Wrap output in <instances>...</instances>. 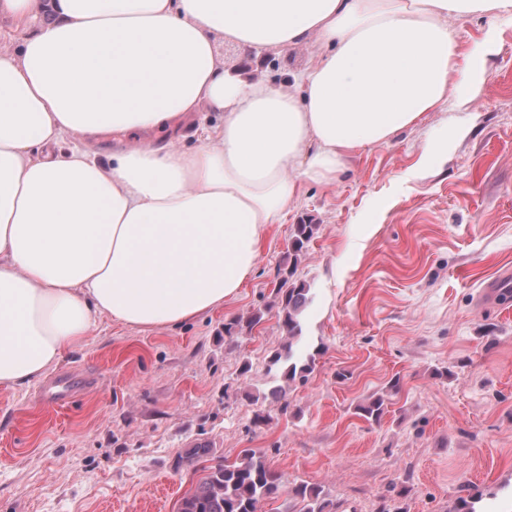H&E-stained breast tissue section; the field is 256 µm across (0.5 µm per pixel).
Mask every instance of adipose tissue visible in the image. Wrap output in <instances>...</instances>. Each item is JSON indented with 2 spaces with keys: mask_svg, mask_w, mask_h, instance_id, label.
I'll use <instances>...</instances> for the list:
<instances>
[{
  "mask_svg": "<svg viewBox=\"0 0 512 512\" xmlns=\"http://www.w3.org/2000/svg\"><path fill=\"white\" fill-rule=\"evenodd\" d=\"M51 11L0 50V385L40 379L99 318L175 326L234 297L306 181L487 80L512 0H0ZM479 14L461 55L449 18ZM225 40L306 48L274 86ZM468 73L467 89L454 80ZM220 118L201 146L182 122ZM164 132L163 140L153 132ZM80 146L62 152L67 137Z\"/></svg>",
  "mask_w": 512,
  "mask_h": 512,
  "instance_id": "ef3b65f1",
  "label": "adipose tissue"
}]
</instances>
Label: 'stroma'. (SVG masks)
<instances>
[{
  "label": "stroma",
  "mask_w": 512,
  "mask_h": 512,
  "mask_svg": "<svg viewBox=\"0 0 512 512\" xmlns=\"http://www.w3.org/2000/svg\"><path fill=\"white\" fill-rule=\"evenodd\" d=\"M307 63L304 49L268 48L258 75L283 83ZM488 66L475 99L306 185L221 307L175 327L99 320L51 370L97 379L67 405L44 406L38 381L0 386V512H177L199 476L171 464L200 441L216 464L260 451L285 485L323 486L353 512L384 498L454 512L466 489L476 512H512V300L493 287L512 275L511 19ZM443 135L446 154L421 166ZM303 222L318 227L296 270L311 288L300 345L315 369L284 410L267 398L285 342L271 292ZM256 311L252 332L225 337ZM394 379L382 420L359 417Z\"/></svg>",
  "instance_id": "stroma-1"
}]
</instances>
